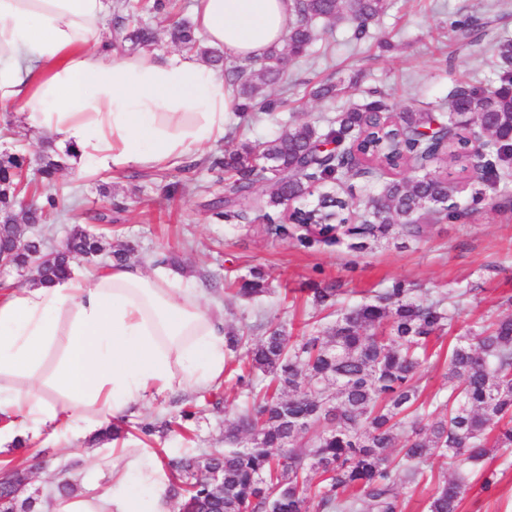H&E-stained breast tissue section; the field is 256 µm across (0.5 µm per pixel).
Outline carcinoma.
Returning a JSON list of instances; mask_svg holds the SVG:
<instances>
[{
	"instance_id": "obj_1",
	"label": "carcinoma",
	"mask_w": 512,
	"mask_h": 512,
	"mask_svg": "<svg viewBox=\"0 0 512 512\" xmlns=\"http://www.w3.org/2000/svg\"><path fill=\"white\" fill-rule=\"evenodd\" d=\"M389 0H294L293 21L284 47L271 48L256 62H227L218 50L200 45L193 25L173 23L171 40L198 51L236 89L240 114L268 112L275 101L262 95L287 78L285 60L300 59L320 39V24L344 17L362 39L371 21L384 15ZM133 0H121L112 18L114 42L147 47L151 27L130 17ZM498 81L490 86L457 87L445 110L406 108L392 113L375 89L368 100L321 127L291 122L271 140L247 141L213 164L224 168L227 190L212 203L218 218L243 217L240 206L254 198L278 207L303 198L315 184L341 185L359 174L382 180L373 209L360 224L341 216L349 203L336 198L293 213V224H277L270 214L262 231L269 238L290 237L304 248L352 240L362 251L394 236L423 238L426 216L445 214L443 204L455 188L427 170V162L446 152L468 156V130L480 129L484 165L493 172L512 166V39L494 46ZM413 157L420 174L384 178ZM70 151L47 143L34 179L22 153L0 154V251L13 253L23 267L39 255L34 280L51 283L71 272L77 257L106 251L99 233L80 225L66 241L46 253L43 239L27 231L60 211L63 198L52 192ZM46 187L44 203L16 211L31 181ZM237 295L255 297L268 290L259 269L237 282ZM314 307L336 308L335 323L312 336L291 340L276 328L254 347L240 352L244 333L227 332L228 364H237L235 386L249 399L224 430L228 448L217 457L185 455L170 462L187 493L189 512H402L397 486L432 487L427 512H461L470 482L488 490L498 470L487 465L492 451H512V313L474 322L444 359L448 393L423 395L416 375L432 357V339L450 330L463 296L448 302L421 298L396 280L368 302L338 306L337 284L310 289ZM446 468L437 472L430 461ZM224 481L223 501L210 500L212 472ZM319 481H314V478Z\"/></svg>"
}]
</instances>
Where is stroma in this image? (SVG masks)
I'll return each instance as SVG.
<instances>
[{
    "label": "stroma",
    "mask_w": 512,
    "mask_h": 512,
    "mask_svg": "<svg viewBox=\"0 0 512 512\" xmlns=\"http://www.w3.org/2000/svg\"><path fill=\"white\" fill-rule=\"evenodd\" d=\"M468 18L485 22L486 29L475 45L462 48L451 25ZM352 33L344 20L325 29L311 55L289 65L287 86L268 91L270 98H287L288 107L239 118L224 139L193 153L199 163L194 171L132 166L79 177L71 169L61 171L56 187L70 211L48 215L42 226L48 247H57L67 229L81 223L85 209L110 214L109 245L131 244L139 261L163 260L175 274L198 283L207 300L223 304L228 324L253 325L255 342L271 323L286 324L294 336L334 324L335 315L314 308L309 300L316 283H341L350 303L369 299L396 280L421 296H455L477 289L450 334L444 335L446 345L481 317L512 312V179L503 188H484L472 171L448 157L433 162L431 169L458 185L455 201L462 215L435 219L430 235L418 242L384 241L360 252L345 242L303 249L291 240L261 234L255 204L247 206L246 223L215 217L211 204L223 197L226 183L223 171L208 169L206 161L235 149L242 140L271 139L291 119L326 124L337 112L362 102L374 88L382 90L387 103L399 111L438 108L462 83L491 84L493 46L500 38H512V0H391L365 38L355 40ZM328 78L342 82L343 92L328 101L311 98V87ZM188 180L193 181V189L165 193V186ZM478 189L484 195L477 201L473 194ZM113 200L123 203V211H110ZM254 267L264 272L269 292L253 299L233 296L231 284ZM240 403L237 389L226 380L204 393L174 392L127 416L120 441L147 450L163 464L189 450L221 451L224 429L235 419ZM192 406L196 416L166 436L148 439L138 429L142 422L178 418L181 410ZM68 443L69 480L75 493L108 486L111 441L72 436ZM59 456L53 438L45 435L0 452V465L10 462L34 470L28 491L37 498L39 512H50ZM462 512H512V467L499 475L491 490L471 484Z\"/></svg>",
    "instance_id": "35a3bbf8"
}]
</instances>
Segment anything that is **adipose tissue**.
Segmentation results:
<instances>
[{"instance_id": "ef3b65f1", "label": "adipose tissue", "mask_w": 512, "mask_h": 512, "mask_svg": "<svg viewBox=\"0 0 512 512\" xmlns=\"http://www.w3.org/2000/svg\"><path fill=\"white\" fill-rule=\"evenodd\" d=\"M293 0H194L192 23L228 60L284 39ZM112 0H0V107L72 151L75 171L173 166L222 139L234 92L194 55L114 56ZM224 307L164 266L109 265L0 296V452L25 436L100 432L134 407L205 391L228 361ZM150 452L118 449L104 491L53 512H169Z\"/></svg>"}]
</instances>
